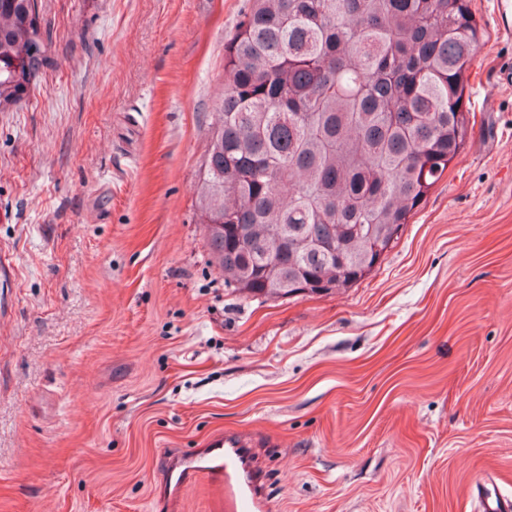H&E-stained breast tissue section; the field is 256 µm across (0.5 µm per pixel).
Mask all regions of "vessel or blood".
<instances>
[{
  "label": "vessel or blood",
  "instance_id": "vessel-or-blood-1",
  "mask_svg": "<svg viewBox=\"0 0 512 512\" xmlns=\"http://www.w3.org/2000/svg\"><path fill=\"white\" fill-rule=\"evenodd\" d=\"M200 475L215 487L222 512H266L265 496L242 434L213 439L207 452L178 460L167 473L169 479L181 485Z\"/></svg>",
  "mask_w": 512,
  "mask_h": 512
}]
</instances>
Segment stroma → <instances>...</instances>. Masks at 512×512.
<instances>
[{
  "instance_id": "1",
  "label": "stroma",
  "mask_w": 512,
  "mask_h": 512,
  "mask_svg": "<svg viewBox=\"0 0 512 512\" xmlns=\"http://www.w3.org/2000/svg\"><path fill=\"white\" fill-rule=\"evenodd\" d=\"M249 0H38L0 112V512H214L167 464L243 433L269 512L512 498V17L471 0L460 154L365 279L225 287L199 219Z\"/></svg>"
}]
</instances>
